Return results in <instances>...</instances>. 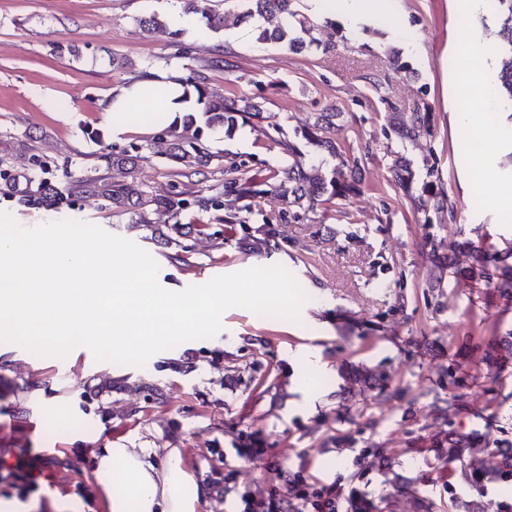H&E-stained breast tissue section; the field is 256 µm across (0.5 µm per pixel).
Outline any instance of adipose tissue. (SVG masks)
I'll return each mask as SVG.
<instances>
[{
  "label": "adipose tissue",
  "instance_id": "adipose-tissue-1",
  "mask_svg": "<svg viewBox=\"0 0 512 512\" xmlns=\"http://www.w3.org/2000/svg\"><path fill=\"white\" fill-rule=\"evenodd\" d=\"M314 13L341 16L350 25L364 20H380L382 0H308ZM456 70L462 82L470 86L476 100L487 102L488 70L473 65L480 46L468 31L456 35ZM475 100V101H476ZM149 449L108 448L96 456L93 485L102 494L109 512H196V499L189 495L192 482L183 469L179 454H171L163 468L149 460Z\"/></svg>",
  "mask_w": 512,
  "mask_h": 512
}]
</instances>
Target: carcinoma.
Listing matches in <instances>:
<instances>
[{"instance_id": "carcinoma-1", "label": "carcinoma", "mask_w": 512, "mask_h": 512, "mask_svg": "<svg viewBox=\"0 0 512 512\" xmlns=\"http://www.w3.org/2000/svg\"><path fill=\"white\" fill-rule=\"evenodd\" d=\"M189 12L201 15L204 27L211 32L224 29V15L211 10L207 6L209 0H184ZM245 7L244 17L259 16L263 19L277 18L279 22L272 28H265L260 32L259 40L266 43H285L291 49L301 50L307 46L315 45L328 51L331 44L325 43L310 33L304 24L290 27L282 22L286 17H296L292 10L294 0H240ZM495 13L501 15L502 24L498 31V44L496 53L499 64L492 73L490 86L496 98L498 108L512 111V0H488ZM185 83L195 84L197 90L196 109L203 113L209 123L224 125L231 130L238 121V116L250 114V117L260 119L262 113L249 112L250 106L240 105L238 99L226 97L211 92L201 82L200 77H188ZM338 112H320L315 117L312 129L304 132V137L312 140L317 146L325 149L334 157L342 156V150L331 137L336 127ZM426 116L413 112L409 117L394 112L389 116V123L394 131L404 139L417 136ZM169 143L164 152L166 157L176 166L185 169L204 167L210 160L207 149L196 136L189 137L179 134L174 129L167 131ZM284 153L288 154L290 162L277 168L268 169L263 180L249 174L244 165L230 161L224 166V201L211 200L214 208L224 207V223H237L236 212L232 210L235 202L246 198L256 197L264 190L260 186H271L275 183L288 186L289 204L299 210L310 212L319 204L330 203L336 199L346 200L355 196L359 191V180L356 176V162L349 159L341 160L340 165L334 169L329 178L308 172L299 161L295 160L298 154L297 146L291 141L278 140ZM391 174L394 181L405 185L412 181L414 174L406 158L397 156L391 165ZM102 194L112 199V203L121 206L126 203L137 191L126 184L103 185ZM467 254L472 266L479 267L487 283L497 288L504 296L512 299V265L505 262L502 255L493 249H477L469 243L461 245ZM512 352V332L502 337L491 350L487 351L483 362L490 366L498 360L499 352ZM478 450L483 454L481 469L512 475V451L501 452L481 443L473 434L448 433V459H456L467 452Z\"/></svg>"}]
</instances>
